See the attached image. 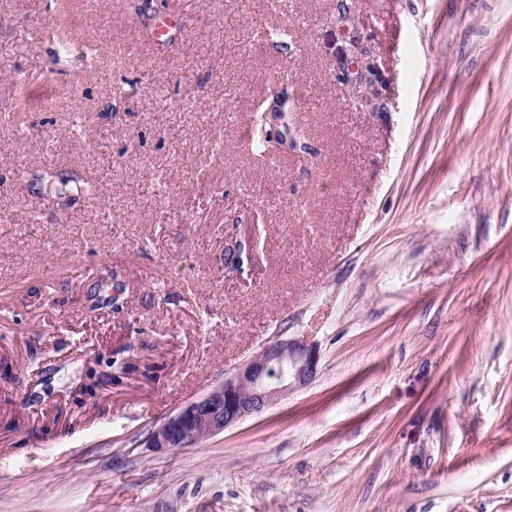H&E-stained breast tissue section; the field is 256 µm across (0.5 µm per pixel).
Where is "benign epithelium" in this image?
I'll return each mask as SVG.
<instances>
[{
	"label": "benign epithelium",
	"mask_w": 512,
	"mask_h": 512,
	"mask_svg": "<svg viewBox=\"0 0 512 512\" xmlns=\"http://www.w3.org/2000/svg\"><path fill=\"white\" fill-rule=\"evenodd\" d=\"M319 360L316 344L303 338H278L224 378L223 384L153 429L145 447H194L262 413L291 391L309 386L317 375Z\"/></svg>",
	"instance_id": "obj_1"
}]
</instances>
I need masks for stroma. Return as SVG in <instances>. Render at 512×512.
I'll list each match as a JSON object with an SVG mask.
<instances>
[{"label":"stroma","mask_w":512,"mask_h":512,"mask_svg":"<svg viewBox=\"0 0 512 512\" xmlns=\"http://www.w3.org/2000/svg\"><path fill=\"white\" fill-rule=\"evenodd\" d=\"M280 336L309 386L146 448ZM0 512H512V0H0ZM277 94L275 93L272 98L265 97L258 100L253 109V116L251 118L253 123V134L251 139L247 142V150L251 154L265 158L270 157L269 152L275 153V142L279 141V131L272 130L277 127L279 121L275 119V113H268L266 120V112L269 106L270 100L273 99Z\"/></svg>","instance_id":"35a3bbf8"}]
</instances>
